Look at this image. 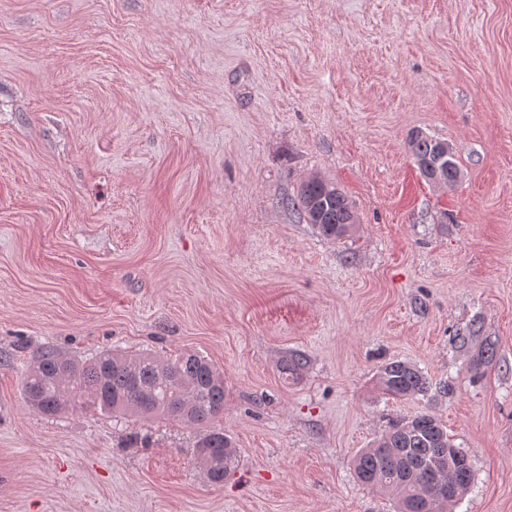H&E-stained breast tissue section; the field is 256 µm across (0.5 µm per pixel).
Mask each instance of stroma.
Instances as JSON below:
<instances>
[{
    "label": "stroma",
    "mask_w": 512,
    "mask_h": 512,
    "mask_svg": "<svg viewBox=\"0 0 512 512\" xmlns=\"http://www.w3.org/2000/svg\"><path fill=\"white\" fill-rule=\"evenodd\" d=\"M313 175L350 237L288 208ZM45 348L206 356L238 469L175 422L37 414ZM391 360L428 392L385 395ZM424 411L474 466L448 512H512V0H0V512H394L352 459ZM293 208L299 211L300 217L324 238L341 240L351 232L356 217L345 193L333 182L319 176L304 180L295 199H291ZM319 206L318 221L313 220L312 206ZM197 459L212 484L222 485L237 467L238 450L224 430H209L196 445Z\"/></svg>",
    "instance_id": "obj_1"
}]
</instances>
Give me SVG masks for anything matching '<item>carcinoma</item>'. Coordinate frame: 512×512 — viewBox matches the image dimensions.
Returning a JSON list of instances; mask_svg holds the SVG:
<instances>
[{"mask_svg":"<svg viewBox=\"0 0 512 512\" xmlns=\"http://www.w3.org/2000/svg\"><path fill=\"white\" fill-rule=\"evenodd\" d=\"M437 143L422 133L413 135L409 145L414 160L431 156ZM291 205L329 240L343 239L356 223L345 193L319 176L300 184ZM314 205L320 212L316 221L311 215ZM376 379L379 388L396 399L424 394L429 387L422 371L403 360L382 365ZM22 391L27 405L43 415L71 407L199 426L224 414V375L196 353L164 360L149 352L108 350L87 362L44 351L26 371ZM196 448L211 483L221 485L235 472L238 450L224 431H208ZM354 471L360 483L394 496L396 512H446L474 479L470 456L455 445L444 423L427 412L394 424L362 449Z\"/></svg>","mask_w":512,"mask_h":512,"instance_id":"cac0c4a2","label":"carcinoma"}]
</instances>
